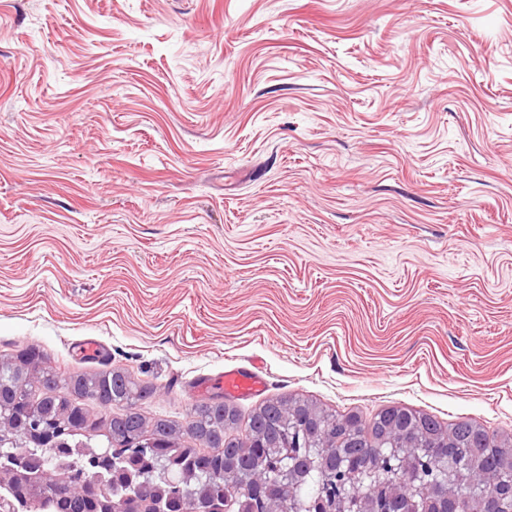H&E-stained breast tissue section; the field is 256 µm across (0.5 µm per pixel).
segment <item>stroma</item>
<instances>
[{
	"label": "stroma",
	"instance_id": "obj_1",
	"mask_svg": "<svg viewBox=\"0 0 512 512\" xmlns=\"http://www.w3.org/2000/svg\"><path fill=\"white\" fill-rule=\"evenodd\" d=\"M27 346L128 369L150 418L292 395L512 433V0H0ZM228 366L265 388L199 391Z\"/></svg>",
	"mask_w": 512,
	"mask_h": 512
}]
</instances>
